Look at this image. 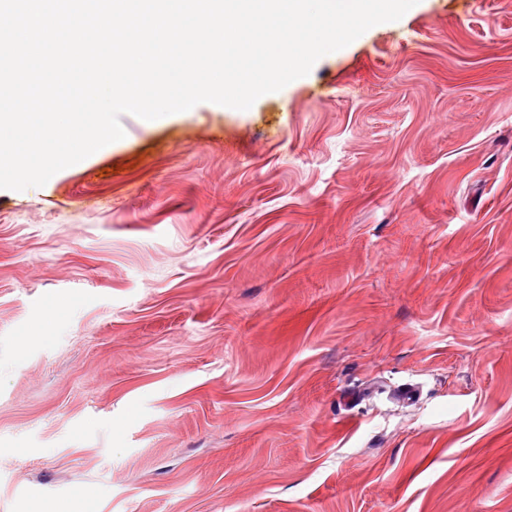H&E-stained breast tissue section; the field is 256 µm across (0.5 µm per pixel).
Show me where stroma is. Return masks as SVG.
Returning a JSON list of instances; mask_svg holds the SVG:
<instances>
[{
	"instance_id": "35a3bbf8",
	"label": "stroma",
	"mask_w": 512,
	"mask_h": 512,
	"mask_svg": "<svg viewBox=\"0 0 512 512\" xmlns=\"http://www.w3.org/2000/svg\"><path fill=\"white\" fill-rule=\"evenodd\" d=\"M120 121L0 189V512H512V0Z\"/></svg>"
}]
</instances>
